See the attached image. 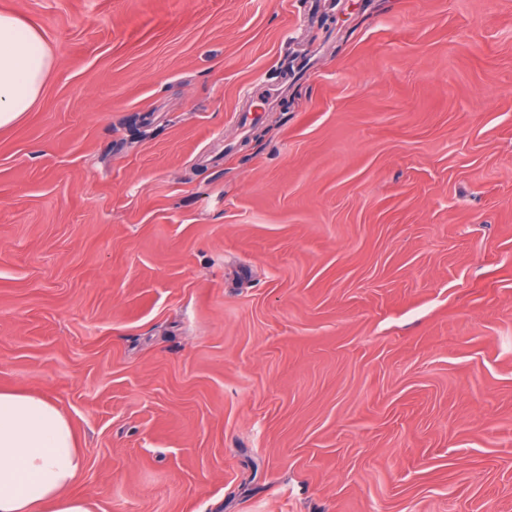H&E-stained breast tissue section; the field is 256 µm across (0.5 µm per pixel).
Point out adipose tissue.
Returning <instances> with one entry per match:
<instances>
[{
  "instance_id": "obj_1",
  "label": "adipose tissue",
  "mask_w": 512,
  "mask_h": 512,
  "mask_svg": "<svg viewBox=\"0 0 512 512\" xmlns=\"http://www.w3.org/2000/svg\"><path fill=\"white\" fill-rule=\"evenodd\" d=\"M48 69L41 33L0 12V127L32 109ZM84 469L75 431L52 400L0 390V512H90L73 492Z\"/></svg>"
}]
</instances>
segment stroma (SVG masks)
Instances as JSON below:
<instances>
[{
    "label": "stroma",
    "mask_w": 512,
    "mask_h": 512,
    "mask_svg": "<svg viewBox=\"0 0 512 512\" xmlns=\"http://www.w3.org/2000/svg\"><path fill=\"white\" fill-rule=\"evenodd\" d=\"M0 0V389L94 512H512V0ZM49 63L41 33L20 17L0 12V127L32 109Z\"/></svg>",
    "instance_id": "stroma-1"
}]
</instances>
